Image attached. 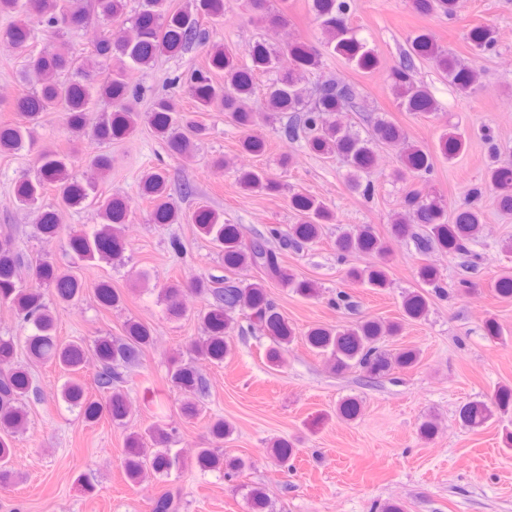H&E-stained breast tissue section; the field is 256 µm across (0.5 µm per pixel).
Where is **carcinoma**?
Listing matches in <instances>:
<instances>
[{
    "mask_svg": "<svg viewBox=\"0 0 512 512\" xmlns=\"http://www.w3.org/2000/svg\"><path fill=\"white\" fill-rule=\"evenodd\" d=\"M0 0V15L10 19L0 28V42L13 45L24 59V73L41 77L40 86L23 89L12 107L19 116L14 124L0 126V151L33 154L34 177H23L13 188L15 200L32 209L50 189L58 206L39 211L41 233L50 239L66 236L70 251L81 261L94 266L98 262H122L125 244L121 226L129 221L133 204L119 194H104L97 185L72 171L65 154L51 145L35 147L34 132L46 112L62 114L64 124L76 141L89 149L90 168L105 174L112 169V155L102 147L132 135L140 121L137 109L139 90L132 84L131 74L153 66L159 56H178L194 48L205 50L207 63L192 70L187 78V93L202 112H224L248 135L241 141L242 151L260 154L265 142L250 134L255 126L271 120L278 113L288 114L281 126L286 142L304 141L319 155H340L348 166L345 181L348 188L364 196L371 194V184H362L361 173L375 163L374 144L406 141V133L391 120L374 121L371 135L363 138L340 125L336 116L352 109L359 95L355 84L344 79L322 81L309 94L303 82L307 75L319 70L326 54L337 56L363 72L380 68L381 61L374 48L357 36L351 25L350 0H309L308 7L324 35L319 42H290L273 52L263 42L246 50L248 61L239 62L237 53L222 43L211 41L209 30L199 24L198 17L218 22L224 17V0H192L191 8L183 10L172 0ZM278 9L269 7V0H244L252 21L265 29L288 25V0H281ZM419 14H456L457 0H411ZM94 15L110 30L94 44L91 56L75 54L60 37L69 30L84 26ZM42 28L59 42L39 50L32 48L33 32ZM468 42L477 53L491 50L496 44V31L490 25L472 27ZM426 61L462 95L477 89L478 71L463 64L426 33L408 40L398 62L389 68L388 81L392 93L408 112L428 118H439L440 107L428 86L417 78V63ZM278 76L266 84L263 102L255 104L256 78L270 70ZM100 108L99 118L91 123L89 111ZM153 132L178 157L192 154L196 141L206 135V127L180 111L167 97L156 98L147 115ZM466 139L454 129L442 132L435 147L412 143L400 157L392 176L404 180L420 177L433 169L436 154L451 159L463 152ZM239 182L247 190L274 192L279 183L264 172L254 169L239 172ZM485 183L499 210L512 213V164L494 165L486 171ZM141 194L151 204L150 222L180 224L188 219L196 231L207 238L224 256L228 275L213 280L191 281L188 285L169 284L160 290L171 316L182 314L181 297L195 293L204 300L198 311L205 336L191 346V355L221 364L229 355V343L243 316L258 325L273 341L266 357L277 365L283 361L297 334L273 301L265 280L277 281L305 299L320 295L317 283L301 278L283 265L280 252L300 251L320 239L324 225L335 221V214L320 198L295 193L289 199L298 222L284 230L278 225L267 234L249 242L243 240L239 225L224 223V214L208 206H199L191 214L183 213L169 189V178L163 170L144 173L139 181ZM93 210L100 224L74 230L61 222L66 210ZM483 222V212L476 206L460 208L448 219L447 202L426 191L421 185L409 189L400 203V211L391 224L396 238L409 237L416 250L426 255L434 250L468 258V264L481 254L473 249L476 234ZM355 253H371L376 261L368 266L347 268L346 277L352 285L381 291L388 287L391 252L374 232L364 224L342 231L336 237V256L341 262ZM21 256L10 237H0V303L15 312L21 324L29 329L24 337V350L32 363L51 364L66 375L59 398L71 407L80 408L90 422L105 415L114 422H123L129 415L127 394L123 389L128 369L151 345V327L137 320L124 325L119 337L103 336L88 346L84 340L63 342L57 336L55 318L46 295L62 305H70L84 297L86 283L71 270L48 259H38L29 266V284L20 283L17 275ZM244 266L262 271L264 280L244 284L231 273ZM420 288L405 293L402 300L404 318L419 320L429 308L428 292L448 294V283L438 269L428 263L419 266ZM94 297L103 308L119 307L123 295L101 280L94 286ZM402 324L365 317L347 329L317 326L309 329L304 339L312 351L327 356L339 370L359 367L371 379L387 375L394 368H409L419 363L415 349L390 352L382 348V339L400 333ZM93 351L100 363L95 384L107 394L103 401H89L79 374L85 356ZM170 387L182 395L180 410L193 419L201 414L200 398L209 391L207 378L196 367L180 357L170 360L167 371ZM35 392L28 366L17 357V341L0 336V486L14 479L13 448L16 435L27 420L26 400ZM361 413L360 401L354 397L343 400L338 414L348 420ZM498 418L512 423V386L501 385L484 400L471 401L459 409L463 426L478 429ZM233 426L222 418L209 425L217 448H200L196 466L203 471L219 470L224 479L234 480L245 469L240 457H230L220 445L228 441ZM169 434L152 427L133 431L125 441L122 466L127 478L137 483L151 470L167 475L180 468L179 451L164 448ZM269 455L278 467L288 468L294 460L295 448L286 439L270 441ZM248 512H269L271 504L264 488L253 486L246 496ZM152 512H181V501L170 492L159 496Z\"/></svg>",
    "mask_w": 512,
    "mask_h": 512,
    "instance_id": "1",
    "label": "carcinoma"
}]
</instances>
